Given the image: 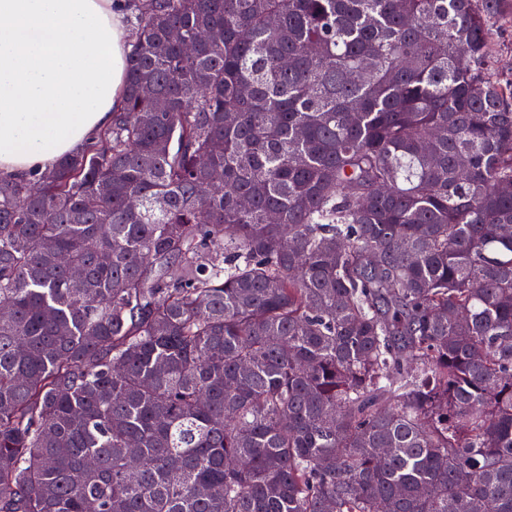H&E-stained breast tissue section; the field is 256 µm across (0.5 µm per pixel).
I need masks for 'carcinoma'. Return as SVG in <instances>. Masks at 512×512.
<instances>
[{
    "mask_svg": "<svg viewBox=\"0 0 512 512\" xmlns=\"http://www.w3.org/2000/svg\"><path fill=\"white\" fill-rule=\"evenodd\" d=\"M509 21L136 0L112 124L0 177V512H512ZM496 41L500 52L502 73L512 78V23H503L497 29Z\"/></svg>",
    "mask_w": 512,
    "mask_h": 512,
    "instance_id": "obj_1",
    "label": "carcinoma"
}]
</instances>
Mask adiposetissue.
<instances>
[{
    "label": "adipose tissue",
    "instance_id": "adipose-tissue-1",
    "mask_svg": "<svg viewBox=\"0 0 512 512\" xmlns=\"http://www.w3.org/2000/svg\"><path fill=\"white\" fill-rule=\"evenodd\" d=\"M115 0H0V175L26 176L85 147L125 86Z\"/></svg>",
    "mask_w": 512,
    "mask_h": 512
}]
</instances>
